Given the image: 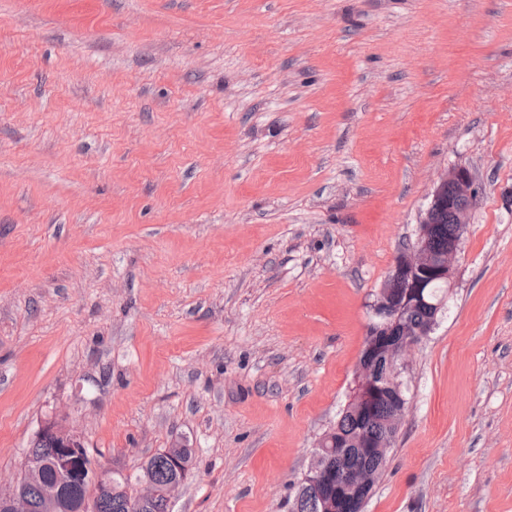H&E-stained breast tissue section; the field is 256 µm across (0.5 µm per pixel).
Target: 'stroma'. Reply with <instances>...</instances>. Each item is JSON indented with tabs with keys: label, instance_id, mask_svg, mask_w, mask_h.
<instances>
[{
	"label": "stroma",
	"instance_id": "obj_1",
	"mask_svg": "<svg viewBox=\"0 0 512 512\" xmlns=\"http://www.w3.org/2000/svg\"><path fill=\"white\" fill-rule=\"evenodd\" d=\"M480 187L366 512H512V0H0V478L39 423L288 512L438 176Z\"/></svg>",
	"mask_w": 512,
	"mask_h": 512
}]
</instances>
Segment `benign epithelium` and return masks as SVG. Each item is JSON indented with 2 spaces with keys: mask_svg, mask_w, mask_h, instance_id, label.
Listing matches in <instances>:
<instances>
[{
  "mask_svg": "<svg viewBox=\"0 0 512 512\" xmlns=\"http://www.w3.org/2000/svg\"><path fill=\"white\" fill-rule=\"evenodd\" d=\"M478 194V187L471 171L457 165L443 174L435 186L428 204V211L447 209L454 224L468 223L469 211ZM460 253V242L448 238V256L441 262L430 259L425 241L417 239L406 252L404 259L395 261V273L408 279L409 288L403 297H384L374 309V315L384 320V325L369 330L358 359L355 386L348 404L362 418L371 417L382 398L391 399L388 426L400 427L408 408L407 400L400 392V377L405 367L403 353L417 345L424 333H403L394 337L392 331L400 324L402 310L416 304L421 289L436 280H453L456 261ZM48 435L53 448L49 449V460L36 456L26 459V469L32 480L39 479L43 467L51 466L56 478L39 486V493L48 512H99L101 502L112 496V469L100 465L91 455L85 438L63 425L54 417L45 419L34 436ZM392 445V435L376 441L361 433L355 441L356 449L375 456L387 458ZM180 477L168 482L163 488L144 478L141 490L132 495L129 507L139 509L154 502L162 495L173 501L175 493L183 485L188 470L181 457L166 451ZM351 448L344 443L336 445L332 454L317 449L305 474L306 489L318 497L319 512H363L364 505L377 482V473L360 469L349 463ZM0 512H31V498L18 486V481H0Z\"/></svg>",
  "mask_w": 512,
  "mask_h": 512,
  "instance_id": "7a95c632",
  "label": "benign epithelium"
}]
</instances>
